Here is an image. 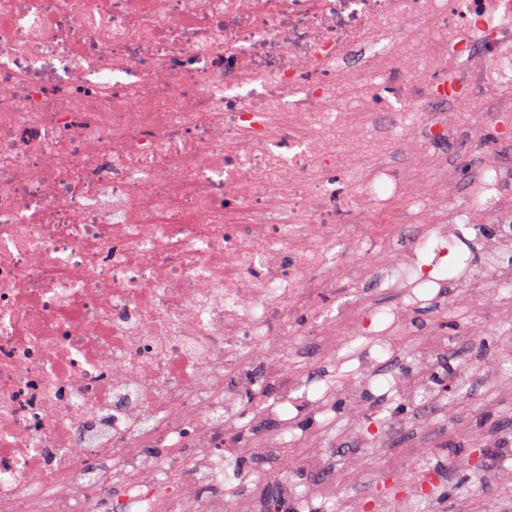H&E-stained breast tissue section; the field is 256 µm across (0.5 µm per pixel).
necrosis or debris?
Returning <instances> with one entry per match:
<instances>
[{
    "label": "necrosis or debris",
    "instance_id": "4bbe7bcc",
    "mask_svg": "<svg viewBox=\"0 0 512 512\" xmlns=\"http://www.w3.org/2000/svg\"><path fill=\"white\" fill-rule=\"evenodd\" d=\"M450 287L512 307V0H0V512H265L242 458L285 498L336 459L292 411L428 423ZM311 350L359 366L315 393Z\"/></svg>",
    "mask_w": 512,
    "mask_h": 512
}]
</instances>
